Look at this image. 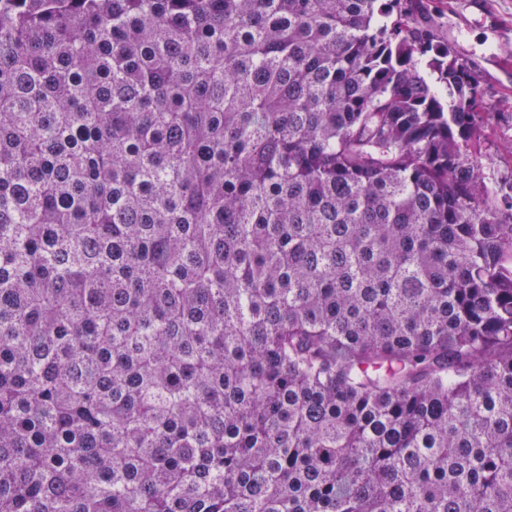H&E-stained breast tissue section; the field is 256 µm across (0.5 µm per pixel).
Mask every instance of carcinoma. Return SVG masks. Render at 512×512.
Masks as SVG:
<instances>
[{"mask_svg": "<svg viewBox=\"0 0 512 512\" xmlns=\"http://www.w3.org/2000/svg\"><path fill=\"white\" fill-rule=\"evenodd\" d=\"M415 2L0 0V512H512V195Z\"/></svg>", "mask_w": 512, "mask_h": 512, "instance_id": "cac0c4a2", "label": "carcinoma"}]
</instances>
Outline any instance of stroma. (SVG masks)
I'll return each instance as SVG.
<instances>
[{
    "label": "stroma",
    "instance_id": "1",
    "mask_svg": "<svg viewBox=\"0 0 512 512\" xmlns=\"http://www.w3.org/2000/svg\"><path fill=\"white\" fill-rule=\"evenodd\" d=\"M441 36L476 63L491 114L481 145L490 177L512 184V0H421Z\"/></svg>",
    "mask_w": 512,
    "mask_h": 512
}]
</instances>
